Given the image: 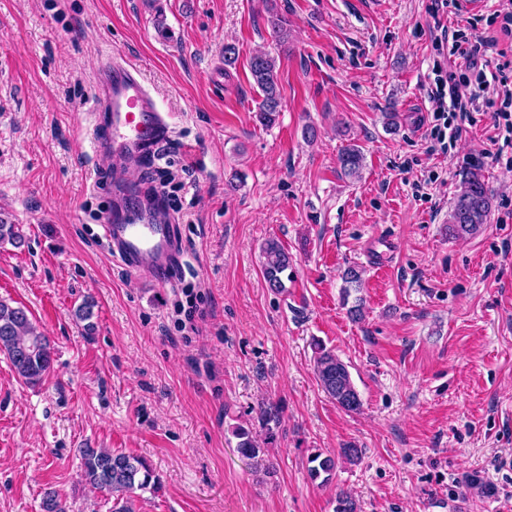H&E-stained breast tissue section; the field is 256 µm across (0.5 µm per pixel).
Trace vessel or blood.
<instances>
[{"mask_svg":"<svg viewBox=\"0 0 512 512\" xmlns=\"http://www.w3.org/2000/svg\"><path fill=\"white\" fill-rule=\"evenodd\" d=\"M107 71L109 77L97 91L99 109L106 114V146L135 153L160 145L165 117L138 70L115 60ZM102 226L114 254L129 268L165 266L173 227L161 213L144 212L132 219L109 213Z\"/></svg>","mask_w":512,"mask_h":512,"instance_id":"b4317fda","label":"vessel or blood"}]
</instances>
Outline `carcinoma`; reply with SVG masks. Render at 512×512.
Returning a JSON list of instances; mask_svg holds the SVG:
<instances>
[{"instance_id": "1", "label": "carcinoma", "mask_w": 512, "mask_h": 512, "mask_svg": "<svg viewBox=\"0 0 512 512\" xmlns=\"http://www.w3.org/2000/svg\"><path fill=\"white\" fill-rule=\"evenodd\" d=\"M250 73L254 84L261 92L257 113L262 125L275 124L281 112V98L275 80L274 59L266 53H257L250 59ZM340 177L355 179L360 176L364 163L362 148L350 143L338 154ZM493 206V196L485 183L482 167L473 165L461 172L460 192L448 217V235L454 238L472 237L478 234ZM9 242L18 247L22 235L14 224L0 220V243ZM264 255L263 274L268 287L279 291L284 288L281 275L293 263L292 256L276 240H268L262 248ZM343 297L350 290L358 291L362 286V269L353 265L344 270ZM0 351L7 354L15 372L28 385L41 384L48 376L52 363V351L48 339L31 322L26 310L13 307L0 299ZM315 372L323 391L336 405L348 412L361 408V399L352 380L348 366L336 353L316 344ZM259 419L265 430V443L275 439L281 424L280 407L269 402L261 407ZM238 439L237 452L242 458L256 462L265 452L253 435L252 429L239 425L234 429ZM82 479L93 488L112 499L110 512H135L133 500L138 491L159 492L161 483L152 466L142 457L116 452L107 448H82ZM363 449L348 445L338 454L317 452L308 458V472L312 481L324 485L336 470L337 460L350 464L361 460Z\"/></svg>"}]
</instances>
